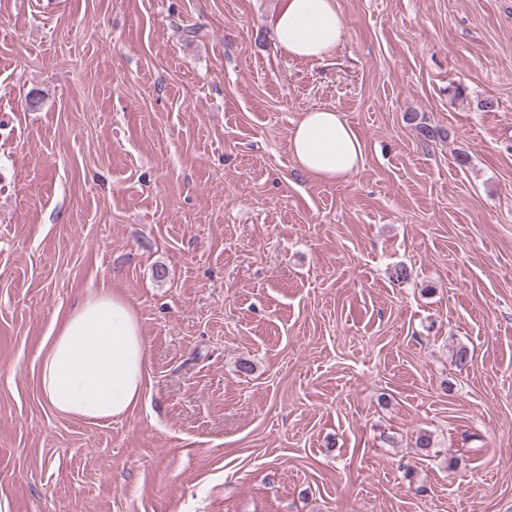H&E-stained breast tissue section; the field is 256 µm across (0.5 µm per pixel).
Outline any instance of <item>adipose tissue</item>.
Instances as JSON below:
<instances>
[{
	"label": "adipose tissue",
	"mask_w": 512,
	"mask_h": 512,
	"mask_svg": "<svg viewBox=\"0 0 512 512\" xmlns=\"http://www.w3.org/2000/svg\"><path fill=\"white\" fill-rule=\"evenodd\" d=\"M277 47L298 60L331 57L345 38L336 0H283L273 21ZM296 167L311 179L335 183L363 164V143L343 115L315 107L302 113L288 137ZM149 377L138 313L115 289L80 295L56 318L39 351L37 388L55 412L96 424L125 416L140 402Z\"/></svg>",
	"instance_id": "1"
}]
</instances>
